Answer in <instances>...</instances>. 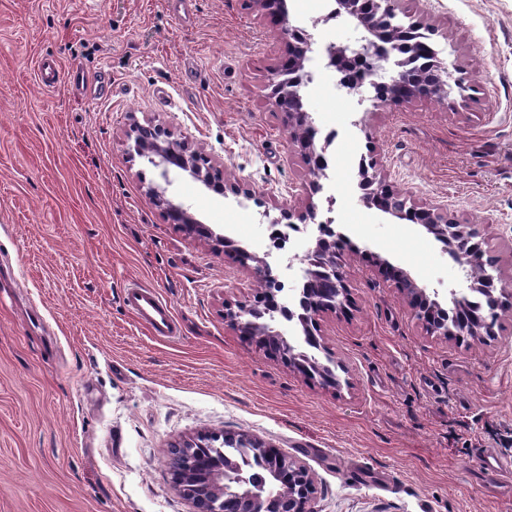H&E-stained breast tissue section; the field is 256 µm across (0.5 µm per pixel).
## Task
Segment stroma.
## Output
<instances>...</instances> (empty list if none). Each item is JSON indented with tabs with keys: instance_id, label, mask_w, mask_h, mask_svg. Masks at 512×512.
<instances>
[{
	"instance_id": "1",
	"label": "stroma",
	"mask_w": 512,
	"mask_h": 512,
	"mask_svg": "<svg viewBox=\"0 0 512 512\" xmlns=\"http://www.w3.org/2000/svg\"><path fill=\"white\" fill-rule=\"evenodd\" d=\"M424 21L463 92L375 106L366 90L307 92L336 133L313 178L266 97L282 44L245 0H0V512H190L172 448L246 432L305 464L318 512H512V316L470 344L427 335L403 296L361 263L370 251L422 284L457 283L433 236L365 205L368 151L387 180L462 224H491L512 281V0H399ZM108 82L82 96L39 86L36 62ZM160 125L239 192L218 195L132 155ZM335 219L357 308L318 319L319 361L340 388L243 342L224 303L251 298L249 269L170 224L166 188L195 217L266 253V216L311 182ZM157 289L181 336H151L123 295Z\"/></svg>"
}]
</instances>
